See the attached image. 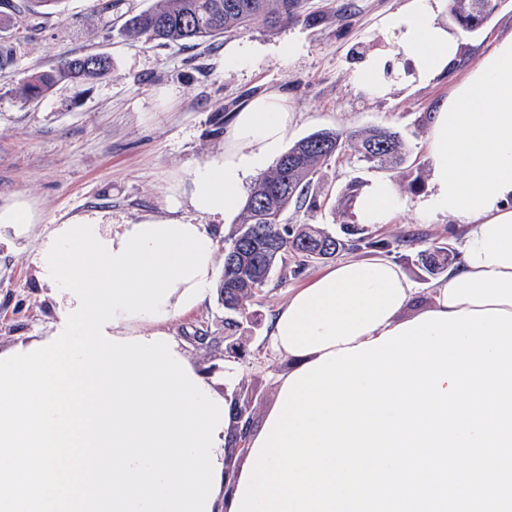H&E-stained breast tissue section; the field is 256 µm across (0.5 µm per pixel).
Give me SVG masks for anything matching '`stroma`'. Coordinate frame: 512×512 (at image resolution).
I'll use <instances>...</instances> for the list:
<instances>
[{
	"label": "stroma",
	"instance_id": "35a3bbf8",
	"mask_svg": "<svg viewBox=\"0 0 512 512\" xmlns=\"http://www.w3.org/2000/svg\"><path fill=\"white\" fill-rule=\"evenodd\" d=\"M301 2L302 14L295 20L274 27L259 20L245 32L183 45L125 34V20L151 0H120L110 10L104 9V0H65L52 14L0 29V42L12 48L14 59L0 70V204L22 197L38 214L29 238L0 243V350L48 331L51 301L30 263L47 227L93 210L111 213L116 224L167 216L170 185L187 180L196 163L217 156L230 113L273 87L287 93L296 116L291 140L322 129L374 127L404 139L409 152L395 169L367 163L352 150L328 162L313 178L312 201L291 205L284 221L339 231L354 221L351 197L372 178L389 179L410 204L372 233L392 242L390 260L414 283L412 311L429 304L434 279L417 261V241L455 247L464 233L445 220L423 221L412 206L429 190L433 114L495 37L512 30V0H503L477 31L454 27L460 52L446 74L426 86L393 87L382 99L360 92L353 72L374 49L389 46L381 19L399 0ZM288 42L298 52L284 62L279 49ZM243 46L254 51L255 63L227 66L226 57ZM91 53L111 58L105 77L81 85L60 83L30 103L19 99L17 90L28 75L62 58ZM163 88L175 89L176 97L160 99ZM326 268L322 262L295 278H273L253 300L234 342L223 340L225 313L214 299L172 324L173 335L190 343L202 370L218 375L223 362L236 365L251 399L252 430L262 427L276 401V379L288 369L287 360L267 348L268 318ZM204 331L218 337V344L191 343L192 335Z\"/></svg>",
	"mask_w": 512,
	"mask_h": 512
}]
</instances>
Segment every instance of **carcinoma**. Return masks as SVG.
Listing matches in <instances>:
<instances>
[{
  "label": "carcinoma",
  "mask_w": 512,
  "mask_h": 512,
  "mask_svg": "<svg viewBox=\"0 0 512 512\" xmlns=\"http://www.w3.org/2000/svg\"><path fill=\"white\" fill-rule=\"evenodd\" d=\"M477 2L490 18L497 0H451L450 13L457 23L471 15ZM299 16V0H153L150 7L129 16L124 31L163 44L199 40L215 41L230 31L246 30L256 19L277 24ZM102 55L65 58L49 71L28 76L19 89L20 98L35 101L61 80L84 82L100 79L111 63L101 66ZM354 150L370 163L399 165L406 148L398 135L385 128L342 132L323 129L295 142L271 170L257 179L239 213V222L224 240V269L218 286V302L224 318V339L239 330L249 317L251 302L271 281L275 271L296 277L309 265L334 257L344 249L390 251L392 242L376 238L361 224L346 225L343 240L315 224H285L283 215L291 204H302L311 195L312 177L331 159ZM458 254L447 243L430 242L417 253V260L431 276L443 273ZM234 410L225 466L235 469L239 431L250 425L249 400H231Z\"/></svg>",
  "instance_id": "carcinoma-1"
}]
</instances>
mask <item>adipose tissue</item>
<instances>
[{"instance_id":"1","label":"adipose tissue","mask_w":512,"mask_h":512,"mask_svg":"<svg viewBox=\"0 0 512 512\" xmlns=\"http://www.w3.org/2000/svg\"><path fill=\"white\" fill-rule=\"evenodd\" d=\"M447 6L448 0H403L386 14L383 26L392 45L359 66L358 87L383 97L393 85L427 84L445 71L459 53ZM294 121L281 90L243 102L227 124L223 153L195 164L187 186L171 188L169 211L186 205L207 219L240 210L248 178L280 153ZM428 141V193L411 204L388 179H372L355 199V218L379 225L411 205L428 219L468 225L458 260L431 288L429 310L512 312V31L498 36L441 103ZM214 270L207 263L204 275L178 284L167 301V319H122L108 327L109 336L170 333L174 318L208 301ZM414 293L413 283L389 259L338 263L277 308L268 346L300 370L323 354L375 340L405 323Z\"/></svg>"}]
</instances>
